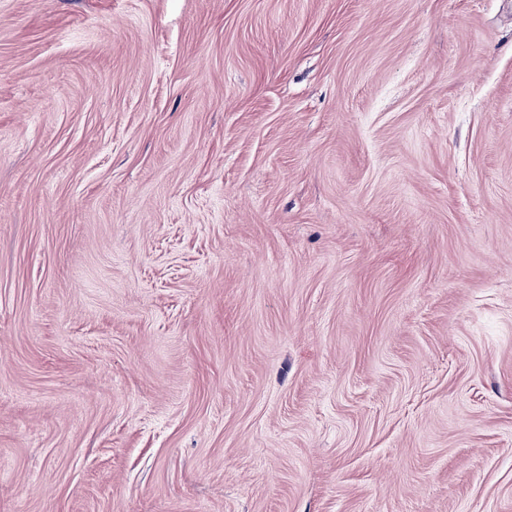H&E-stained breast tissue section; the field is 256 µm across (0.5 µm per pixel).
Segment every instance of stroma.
Segmentation results:
<instances>
[{"label":"stroma","instance_id":"stroma-1","mask_svg":"<svg viewBox=\"0 0 512 512\" xmlns=\"http://www.w3.org/2000/svg\"><path fill=\"white\" fill-rule=\"evenodd\" d=\"M0 512H512V0H0Z\"/></svg>","mask_w":512,"mask_h":512}]
</instances>
